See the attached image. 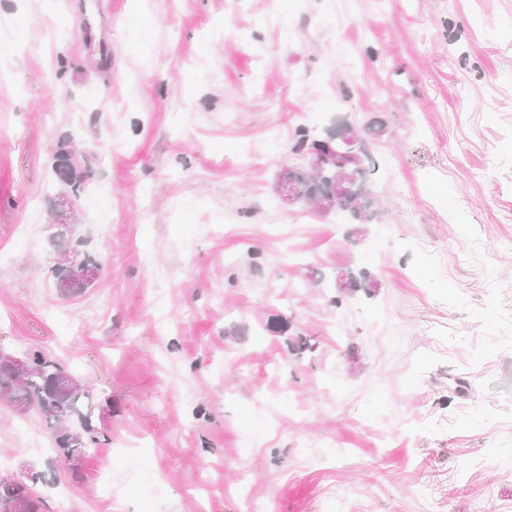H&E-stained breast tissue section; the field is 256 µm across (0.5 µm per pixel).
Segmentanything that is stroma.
Returning <instances> with one entry per match:
<instances>
[{
  "instance_id": "stroma-1",
  "label": "stroma",
  "mask_w": 512,
  "mask_h": 512,
  "mask_svg": "<svg viewBox=\"0 0 512 512\" xmlns=\"http://www.w3.org/2000/svg\"><path fill=\"white\" fill-rule=\"evenodd\" d=\"M83 2L0 0V348L109 395L110 440L73 477L0 399V475L46 469L45 512H512V0ZM374 116L363 236L283 204L296 128ZM59 242L61 249L58 251L59 255H66L73 250L81 253L83 259H78L77 255L73 254L67 259L68 265L72 272V281L75 288H85L95 283L101 273L102 267L95 263V261L82 249L84 246L83 239L69 236H58L52 242Z\"/></svg>"
}]
</instances>
